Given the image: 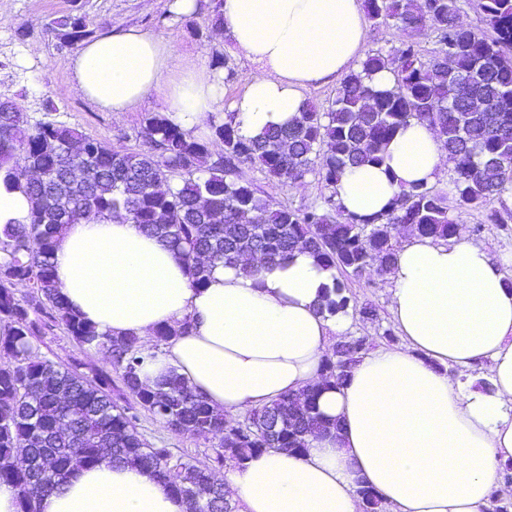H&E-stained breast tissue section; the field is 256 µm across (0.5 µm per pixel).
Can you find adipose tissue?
<instances>
[{
    "label": "adipose tissue",
    "instance_id": "obj_1",
    "mask_svg": "<svg viewBox=\"0 0 512 512\" xmlns=\"http://www.w3.org/2000/svg\"><path fill=\"white\" fill-rule=\"evenodd\" d=\"M224 28L256 64L233 108L240 134L299 117L310 86L359 70L362 0H222ZM75 88L99 108L126 112L157 101L192 131L219 107L214 71L175 63L168 43L132 28L82 43L70 60ZM446 157L435 129L411 122L380 166L348 170L333 188L344 213L368 220L400 188L433 183ZM256 272L215 262L192 286L174 254L130 220L67 225L54 254L70 307L112 336L152 349L157 328L191 319L144 366L151 386L177 372L215 410L234 416L320 382L322 360L345 314L317 307L334 270L304 247L288 260L254 259ZM389 311L404 347L366 352L341 386L321 389L337 419L303 454L271 450L218 480L241 512H359L358 483L379 491L388 512H484L512 461V287L497 259L458 228L450 242L408 236L387 274ZM40 512H187L149 471L104 459L42 498Z\"/></svg>",
    "mask_w": 512,
    "mask_h": 512
}]
</instances>
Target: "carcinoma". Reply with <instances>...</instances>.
Instances as JSON below:
<instances>
[{
    "label": "carcinoma",
    "mask_w": 512,
    "mask_h": 512,
    "mask_svg": "<svg viewBox=\"0 0 512 512\" xmlns=\"http://www.w3.org/2000/svg\"><path fill=\"white\" fill-rule=\"evenodd\" d=\"M364 3L369 19L403 32L400 45L387 55L367 53L362 69L345 76L328 105L308 103L293 123L259 137L246 138L232 122L209 116L212 136L224 144L215 158L208 142L165 112L146 117L147 148L121 153L64 123L34 122L14 102L0 107V172L29 205L26 223L0 230V482L17 489L20 512H37L43 496L104 458L150 471L186 502L187 512H233L209 468L149 447L137 415L112 399L110 375L64 368L39 354L32 339L41 333L43 316L77 345L101 351L119 373L122 394L171 430L219 439V465L228 457L242 465L271 449L301 453L309 434L338 430L320 412L315 388L284 394L230 423L175 373L143 385L147 355L139 338L100 333L65 302L54 253L66 225L131 220L184 263L195 287L205 285L213 261L253 274L256 267L245 256L275 263L301 245L336 271L320 312L334 316L357 307L373 320L376 308L357 306L345 280L387 274L397 258L399 224L435 240L452 238L456 224L447 197L412 185L398 192L388 213L364 222L345 215L332 195L305 209L276 208L237 177L240 166H257L283 184L316 170L332 188L354 166L383 164L385 145L416 120L438 132L453 165L451 193L459 207L482 206L512 191V0H480L488 35L461 23L457 0ZM427 27L437 33L440 49L425 60L419 36ZM52 28L65 47L94 34L82 15L58 18ZM385 69L393 84L377 90L371 76ZM473 99L485 100L488 109L469 111ZM19 285L30 296L17 297ZM191 326L186 318L157 335L167 341ZM366 351L364 341L354 340L341 354L328 355L321 386H340L350 359ZM18 448L25 455L15 462ZM356 493L366 512H382L374 488L360 482Z\"/></svg>",
    "instance_id": "carcinoma-1"
}]
</instances>
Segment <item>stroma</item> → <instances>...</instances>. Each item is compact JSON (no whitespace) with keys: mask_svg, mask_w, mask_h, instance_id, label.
Here are the masks:
<instances>
[{"mask_svg":"<svg viewBox=\"0 0 512 512\" xmlns=\"http://www.w3.org/2000/svg\"><path fill=\"white\" fill-rule=\"evenodd\" d=\"M216 2L197 0L195 12L184 16L171 11V0H0V96L12 99L35 118L50 116L106 142L113 150L145 148L144 119L148 113L159 111V103L128 112L104 111L72 88L69 63L74 51L60 45L49 24L77 11L86 15L97 33L137 28L168 42L178 60L206 65L219 74L225 67H233L237 78L224 84L219 110L220 115H227L243 95L254 65L220 31L214 12ZM239 174L277 207L302 208L330 194L314 173L291 186L268 180L260 170L249 166L241 167ZM449 210L454 216L465 215L470 241L495 256L505 276L512 278V220L488 224L484 209H462L453 204ZM348 285L358 303L376 307L378 317L371 321L350 313L345 340L366 339L373 350L391 343L403 346V339L390 343L383 336L394 326L388 310L391 283L387 277L366 275L349 279ZM33 344L58 364L79 365L87 374L112 369L104 355L79 349L60 326L43 329ZM137 415L139 430L150 446L168 448L197 464H212L218 439L174 432L142 408Z\"/></svg>","mask_w":512,"mask_h":512,"instance_id":"1","label":"stroma"}]
</instances>
